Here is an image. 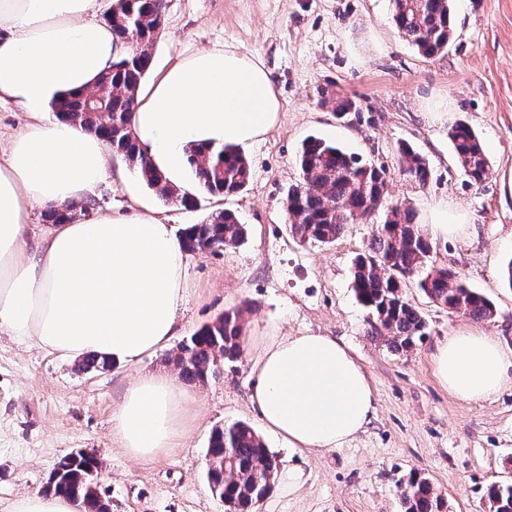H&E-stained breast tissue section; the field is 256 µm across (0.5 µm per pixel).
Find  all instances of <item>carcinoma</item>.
Returning a JSON list of instances; mask_svg holds the SVG:
<instances>
[{
	"instance_id": "carcinoma-1",
	"label": "carcinoma",
	"mask_w": 512,
	"mask_h": 512,
	"mask_svg": "<svg viewBox=\"0 0 512 512\" xmlns=\"http://www.w3.org/2000/svg\"><path fill=\"white\" fill-rule=\"evenodd\" d=\"M119 16L106 17L113 37L125 47L113 63L111 90L98 89L81 95H66L53 104L55 116L103 139L112 153L136 169L142 181L163 200L175 199L184 207L197 203L194 194L162 179L151 165L132 127V114L140 86L152 64L157 38L155 22L163 13L160 0H118ZM393 21L402 38L425 57L448 49L453 35L452 0H393ZM456 160L464 174L480 183L490 172V163L479 136L467 124H455L449 133ZM404 171L420 186L431 176L426 159L404 143L398 147ZM188 164L199 179V191L229 197L241 192L251 179L246 158L229 146L190 151ZM299 183L288 189L286 210L291 234L303 241L334 243L348 225L368 221L375 211L384 220L373 225L364 253L352 267V287L357 300L368 310L371 336L384 339L396 351H409L425 335L426 322L407 297L405 288L414 283L434 304L462 313L475 321L495 315V306L459 276L430 262L434 246L424 232L417 213L409 206L388 199L385 170L347 153L334 142L307 137L298 155ZM247 229L236 213L222 209L199 224L182 231L188 252H211L239 246ZM242 310L224 312L214 322L181 342L173 363L187 383H205L216 360L236 362L242 353ZM207 455L210 477L224 494L226 512H255L274 489L270 472L279 461L263 439L245 422L212 430ZM100 465L79 459L68 464L66 477L48 482L47 492L67 496L79 512H96L99 493L81 479L85 471ZM495 512H512V484L495 485L488 491ZM402 512H446V500L434 484L412 473L401 485Z\"/></svg>"
}]
</instances>
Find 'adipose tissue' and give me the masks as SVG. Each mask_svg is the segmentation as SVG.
<instances>
[{
	"mask_svg": "<svg viewBox=\"0 0 512 512\" xmlns=\"http://www.w3.org/2000/svg\"><path fill=\"white\" fill-rule=\"evenodd\" d=\"M123 52L97 22L96 0H0V99L31 117L0 158V332L115 364L167 346L178 332L188 264L181 235L147 207L93 217L83 209L34 245L29 219L37 209L84 205L108 176L105 142L45 114L58 97L94 87ZM279 112L270 71L228 44L187 56L140 88L132 124L153 167L191 194L192 149L245 150ZM434 362L441 384L467 401L498 393L512 377V354L475 331L439 344ZM182 399L171 377L141 375L112 414L122 448L149 459L174 447ZM375 400L362 367L331 336L273 339L253 365L252 410L301 453L351 439Z\"/></svg>",
	"mask_w": 512,
	"mask_h": 512,
	"instance_id": "1",
	"label": "adipose tissue"
}]
</instances>
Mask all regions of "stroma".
<instances>
[{
	"mask_svg": "<svg viewBox=\"0 0 512 512\" xmlns=\"http://www.w3.org/2000/svg\"><path fill=\"white\" fill-rule=\"evenodd\" d=\"M453 13L447 50L426 59L399 37L391 0H165L153 70L237 45L270 70L279 120L247 151L252 177L238 195L202 193L187 209L156 197L130 169L100 184L91 211L124 213L138 197L178 232L217 210L235 211L248 229L244 244L189 256L178 337L241 308L243 352L219 378L182 383L183 435L143 462L113 438L112 410L140 374L177 376L167 361L175 346L87 373L73 359L0 333V512L19 495L43 492L58 461L78 450L102 460L99 491L110 512H224L206 477L211 431L238 421L259 427L249 393L262 345L307 332L349 347L371 380L376 414L341 446L302 456L264 434L281 468H299L303 478L294 488L277 481L259 512H402L400 484L414 471L442 491L448 512H489V487L512 483V382L489 399L464 401L440 383L433 356L448 336L469 329L512 348V286L503 278L512 259V0H453ZM345 98L356 109L340 118L333 104ZM459 121L489 158L483 182H471L454 156L448 133ZM311 134L384 167L392 200L411 206L420 222L447 209L455 230L434 238L432 259L494 303L490 320L448 311L410 287L425 336L407 352L369 336L351 270L371 224L348 225L330 245L288 229L286 193ZM404 142L426 158L427 186L400 165Z\"/></svg>",
	"mask_w": 512,
	"mask_h": 512,
	"instance_id": "35a3bbf8",
	"label": "stroma"
}]
</instances>
